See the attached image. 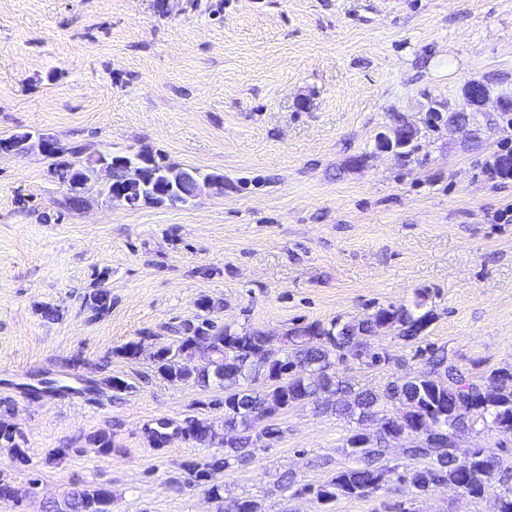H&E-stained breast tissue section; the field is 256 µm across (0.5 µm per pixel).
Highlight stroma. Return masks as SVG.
I'll return each mask as SVG.
<instances>
[{
  "label": "stroma",
  "mask_w": 512,
  "mask_h": 512,
  "mask_svg": "<svg viewBox=\"0 0 512 512\" xmlns=\"http://www.w3.org/2000/svg\"><path fill=\"white\" fill-rule=\"evenodd\" d=\"M473 80L512 94V0H0V139L49 133L91 159L141 151L224 176L223 193L187 205L132 209L95 186L70 210L50 158L0 151V401L30 458L20 469L0 448V478L21 496L0 512L98 485L112 512H217L189 470L212 449L145 436L159 419L224 421L222 388L154 373L153 353L204 297L223 302L217 322L278 338L424 291L422 339L387 331L374 348L388 364L350 358L341 375L376 389L425 369L432 349L478 379L512 370V177L493 166L512 153V112L490 103L461 128L433 121L462 108ZM402 126L411 145L381 151L380 134ZM103 270L112 308L96 319L83 298ZM131 341L134 359L121 352ZM40 375L129 388L34 399ZM274 424L278 439L219 474L225 496L322 512L315 491L352 464L356 423L297 403ZM103 429L111 454L86 452ZM463 441L505 451L483 499L394 480L331 512H494L512 436ZM55 448L68 451L57 465Z\"/></svg>",
  "instance_id": "1"
}]
</instances>
